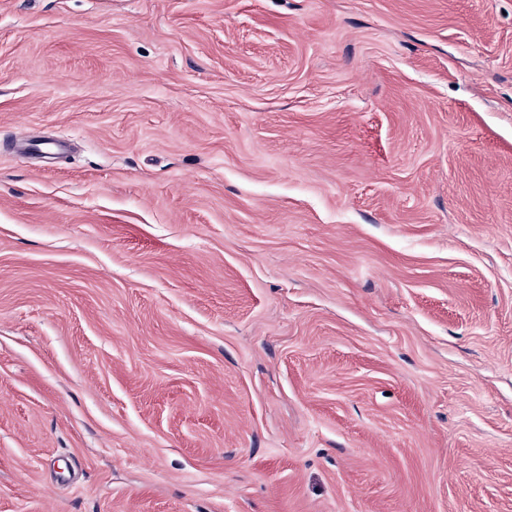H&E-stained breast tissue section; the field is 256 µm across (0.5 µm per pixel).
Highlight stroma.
<instances>
[{"label":"stroma","instance_id":"35a3bbf8","mask_svg":"<svg viewBox=\"0 0 512 512\" xmlns=\"http://www.w3.org/2000/svg\"><path fill=\"white\" fill-rule=\"evenodd\" d=\"M0 512H512V0H0ZM13 143H16L21 154L26 156L48 157L62 151L65 147L63 140L42 141L27 137L24 133H19L14 137Z\"/></svg>","mask_w":512,"mask_h":512}]
</instances>
